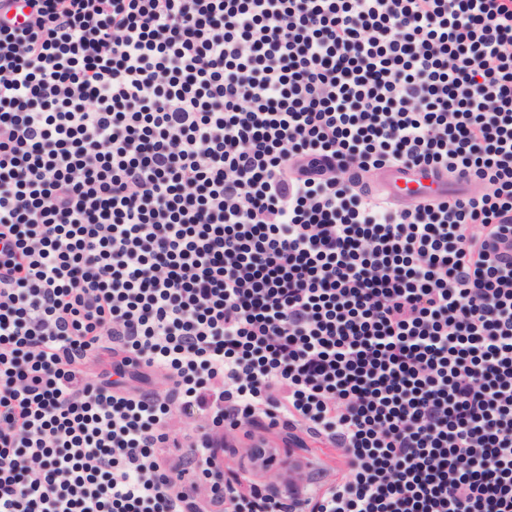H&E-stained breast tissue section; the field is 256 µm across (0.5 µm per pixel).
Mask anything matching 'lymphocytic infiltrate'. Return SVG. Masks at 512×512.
<instances>
[{
	"label": "lymphocytic infiltrate",
	"mask_w": 512,
	"mask_h": 512,
	"mask_svg": "<svg viewBox=\"0 0 512 512\" xmlns=\"http://www.w3.org/2000/svg\"><path fill=\"white\" fill-rule=\"evenodd\" d=\"M25 2L0 512H512V0ZM393 166L482 190L402 207ZM271 430L340 480L261 486ZM207 421V413L197 408L188 411H182L179 407L174 408V417L172 429L175 432L191 428L193 426H203Z\"/></svg>",
	"instance_id": "1"
}]
</instances>
